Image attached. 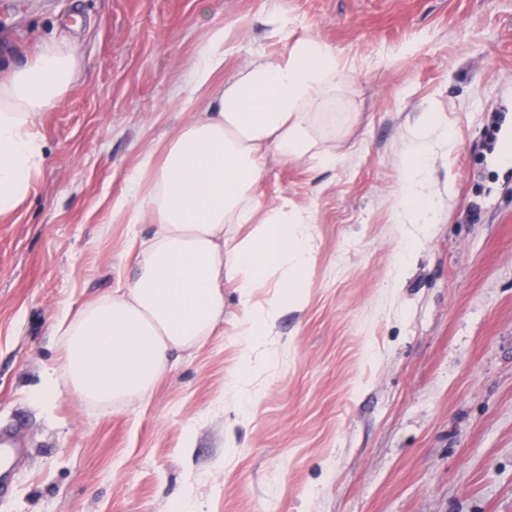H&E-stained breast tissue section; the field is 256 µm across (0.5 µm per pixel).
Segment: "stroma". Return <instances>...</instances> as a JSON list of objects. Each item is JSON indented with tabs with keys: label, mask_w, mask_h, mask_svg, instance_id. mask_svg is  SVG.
Wrapping results in <instances>:
<instances>
[{
	"label": "stroma",
	"mask_w": 512,
	"mask_h": 512,
	"mask_svg": "<svg viewBox=\"0 0 512 512\" xmlns=\"http://www.w3.org/2000/svg\"><path fill=\"white\" fill-rule=\"evenodd\" d=\"M219 29L218 84L308 37L343 70L309 130L335 164H265L264 202L314 214L304 298L249 342L225 282L223 325L143 401L50 392L62 309L137 274L155 226L112 205L187 122L175 103ZM50 41L76 77L0 215V428L28 446L0 512H512V0H0L1 80ZM428 114L457 143L430 160L410 249L399 192Z\"/></svg>",
	"instance_id": "stroma-1"
}]
</instances>
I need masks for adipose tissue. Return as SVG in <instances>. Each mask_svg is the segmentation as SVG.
I'll return each instance as SVG.
<instances>
[{
  "mask_svg": "<svg viewBox=\"0 0 512 512\" xmlns=\"http://www.w3.org/2000/svg\"><path fill=\"white\" fill-rule=\"evenodd\" d=\"M224 67V33L215 31L181 100L190 119L165 148L162 163L143 155L139 174L151 188L135 203L117 201L127 223L151 219L155 235L143 242L138 273L111 296L63 311L58 320L63 384L80 401L117 407L145 396L170 359L202 345L224 319V282L236 283L245 307V336L268 325L287 304L289 291L314 259L310 211L281 202L263 204L265 158L313 157L323 165L334 154L314 152L312 115L335 89V51L315 39L297 41L283 60L258 58L241 67L217 92L215 111L200 108L198 90ZM75 79L68 47L45 45L28 66L0 81V215L27 195L44 152L36 132L41 112L58 105ZM440 141L413 142L402 178V215L418 241L432 189L427 161ZM249 225L242 237L227 226ZM274 287L266 303L257 290Z\"/></svg>",
  "mask_w": 512,
  "mask_h": 512,
  "instance_id": "ef3b65f1",
  "label": "adipose tissue"
}]
</instances>
